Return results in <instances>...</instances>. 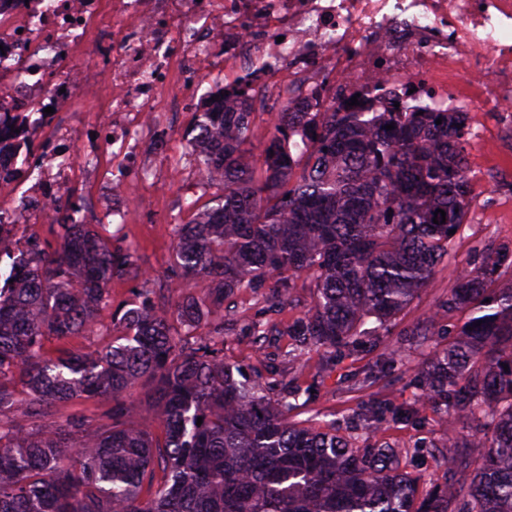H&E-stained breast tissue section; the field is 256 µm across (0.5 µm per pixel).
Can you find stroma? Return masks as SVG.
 <instances>
[{
    "instance_id": "stroma-1",
    "label": "stroma",
    "mask_w": 512,
    "mask_h": 512,
    "mask_svg": "<svg viewBox=\"0 0 512 512\" xmlns=\"http://www.w3.org/2000/svg\"><path fill=\"white\" fill-rule=\"evenodd\" d=\"M485 123V136L472 140L468 147L466 228L456 236L448 260L437 267L390 333L362 337L355 347L334 355L316 346L296 349L288 328L303 316L311 301V281L304 276L296 279L288 302L269 313L263 310L260 292H236L229 300L232 311L224 319L225 362L275 375L284 387L301 393L303 402L289 411L290 421L308 419L321 426H335L347 435L354 433L363 404L373 398L380 400L383 416L373 427V440L403 448L422 441L429 444L423 453L406 460L407 470L418 476L423 491L439 472L437 446L446 426L432 410L416 402L417 366L429 352L448 346V329L462 325L468 314L463 310L450 313L442 322L443 333L427 336L419 344L410 332L430 319L438 303L455 287L461 269L474 265L479 252L512 241V129L490 116ZM148 161V156H140L128 172V192L139 202L121 236L136 247L155 284L163 286L165 295L174 300L190 291L189 283L169 276L176 244L174 229L207 205L214 190L199 186L186 192L182 180L191 177L193 165L177 132L168 135L164 164L172 173L162 185L141 180L140 169ZM257 320L274 325L276 335L255 342L247 329Z\"/></svg>"
}]
</instances>
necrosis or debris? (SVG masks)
<instances>
[{"mask_svg": "<svg viewBox=\"0 0 512 512\" xmlns=\"http://www.w3.org/2000/svg\"><path fill=\"white\" fill-rule=\"evenodd\" d=\"M298 112L324 101L385 112L512 110V0H0V222L41 224L102 149L136 161L160 112L186 111L203 72L252 74ZM106 84V141L70 112ZM38 140L17 159L16 131Z\"/></svg>", "mask_w": 512, "mask_h": 512, "instance_id": "obj_1", "label": "necrosis or debris"}]
</instances>
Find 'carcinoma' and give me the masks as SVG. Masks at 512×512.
I'll return each instance as SVG.
<instances>
[{
  "mask_svg": "<svg viewBox=\"0 0 512 512\" xmlns=\"http://www.w3.org/2000/svg\"><path fill=\"white\" fill-rule=\"evenodd\" d=\"M217 96L234 111L209 99L195 123L189 155L216 192L175 226L171 273L192 286L181 300L156 301L136 249L67 207L54 216L55 246L0 223V258L18 281L0 288V512H512V287L491 289L512 242L484 251L434 313L470 317L421 364L417 402L448 424L443 474L422 498L402 469L422 445H360L334 426L291 423L297 394L224 362V300L240 288L268 287L274 310L296 278H311V305L288 329L303 346L350 347L396 325L466 221V113L284 108L259 167L248 85ZM114 278L136 284L137 304L112 313L127 335L70 347L100 328ZM140 381L159 435L127 398ZM101 397L111 405L94 428L61 413ZM382 412L367 401L363 429ZM459 423L472 425L468 437Z\"/></svg>",
  "mask_w": 512,
  "mask_h": 512,
  "instance_id": "1",
  "label": "carcinoma"
}]
</instances>
